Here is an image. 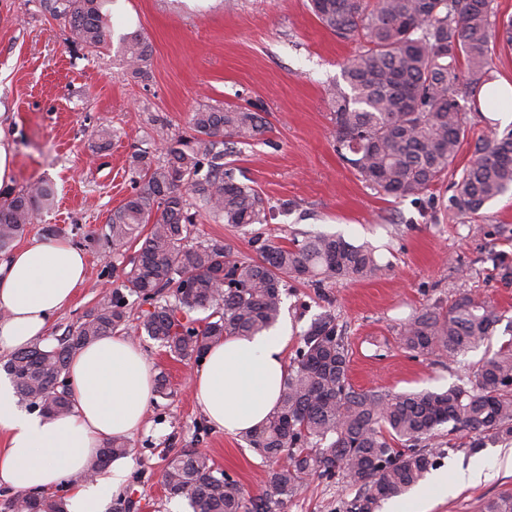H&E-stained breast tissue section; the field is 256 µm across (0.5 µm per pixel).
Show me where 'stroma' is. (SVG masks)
Listing matches in <instances>:
<instances>
[{
  "mask_svg": "<svg viewBox=\"0 0 512 512\" xmlns=\"http://www.w3.org/2000/svg\"><path fill=\"white\" fill-rule=\"evenodd\" d=\"M114 35L141 31L152 48L148 75L132 77L114 47L74 45L69 31L40 0H0V123L12 138L14 189L51 180L56 195L42 206L23 237L46 236L48 228L82 243L101 233L113 209L132 192L129 158L145 149L158 155L190 131V112L200 105H251L271 129L233 156L244 176L274 210L268 223L234 229L211 220L201 240L227 243L252 254L254 235L288 239L328 234L375 248L382 265L370 279L331 281L321 287L289 282L279 323L290 330L285 350L293 357L311 321L334 310L349 348V381L358 390L439 391L456 383L486 350L512 342V328L498 325L487 347L458 360L412 356L400 344L402 321L431 306L448 307L469 293L512 318V192L479 214H461L455 184L468 165L475 138L487 134L480 113H468L471 139L447 178L417 197L378 193L338 158L327 82L340 79L342 63L356 50L326 30L307 0H108ZM109 127L108 140L97 137ZM88 272L73 304L49 327L60 337L109 299L121 283L126 257H104L86 247ZM134 342L169 396L156 397L145 426L127 440L133 462L122 492L138 512H190L181 497H168L163 473L177 450L207 453L250 495L267 488L268 465L242 437L216 430L199 410L186 371L197 363L170 358L148 337ZM437 466L455 475L474 456L487 460V478L443 497L429 512H483L488 499L512 494L506 458L512 447L487 442L480 454L456 436ZM356 488L338 479L311 477L279 512H343Z\"/></svg>",
  "mask_w": 512,
  "mask_h": 512,
  "instance_id": "35a3bbf8",
  "label": "stroma"
}]
</instances>
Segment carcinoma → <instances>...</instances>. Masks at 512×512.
<instances>
[{
    "instance_id": "1",
    "label": "carcinoma",
    "mask_w": 512,
    "mask_h": 512,
    "mask_svg": "<svg viewBox=\"0 0 512 512\" xmlns=\"http://www.w3.org/2000/svg\"><path fill=\"white\" fill-rule=\"evenodd\" d=\"M104 0H42L68 26L72 43L102 48L111 39ZM323 27L360 44L343 64L345 85L328 83L331 122L340 159L378 192L416 197L453 167L469 130L468 112L482 111L479 90L492 80L491 45L512 49V18L497 17L495 0H308ZM121 60L145 76L152 51L139 32L118 38ZM191 134L157 157L132 155L134 191L112 211L107 230L89 242L114 253L139 248L127 260L121 287L70 327L55 345L35 343L4 364L17 395L44 415L71 407L69 360L83 346L126 329L129 298L142 311L138 330L171 358L199 361L227 336L268 330L282 313L290 280L315 287L363 279L381 270L375 252L342 237L317 234L288 246L252 238L256 255L229 244L198 243L202 217L232 228L266 224L272 205L240 181L234 146L267 132L260 113L242 105H205L190 114ZM512 191V129L493 128L475 144L474 158L456 183L459 212L476 214ZM52 195L38 181L0 190V249L33 223ZM150 225L147 234L142 226ZM204 312L203 318L192 314ZM503 313L471 295L444 310L410 316L401 344L421 355L454 361L487 342ZM349 350L336 315L326 310L305 331L284 375L279 404L268 421L243 439L269 462L268 489L248 496L208 455L182 450L168 462L164 486L188 499L192 512H275L296 496L305 477H338L358 489L346 512H375L379 504L417 485L437 458L454 448L421 445L441 426L464 431L476 452L487 438L512 442V346L488 354L477 368L442 392L358 391L349 382ZM128 453L112 440L91 469ZM14 512H66L64 497L21 493L4 505Z\"/></svg>"
}]
</instances>
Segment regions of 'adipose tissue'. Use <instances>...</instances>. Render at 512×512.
I'll return each mask as SVG.
<instances>
[{"label": "adipose tissue", "mask_w": 512, "mask_h": 512, "mask_svg": "<svg viewBox=\"0 0 512 512\" xmlns=\"http://www.w3.org/2000/svg\"><path fill=\"white\" fill-rule=\"evenodd\" d=\"M82 249L58 238L32 239L0 254V352L45 338L54 316L74 300L85 280ZM289 336L270 331L229 336L213 344L193 378L195 400L219 430L238 435L274 412L287 371ZM156 370L128 336L103 337L73 356L68 381L70 413L45 416L19 409L0 385V489L46 494L67 483L66 512H106L131 470L118 457L95 476L87 462L114 437L142 429L155 396Z\"/></svg>", "instance_id": "obj_1"}]
</instances>
